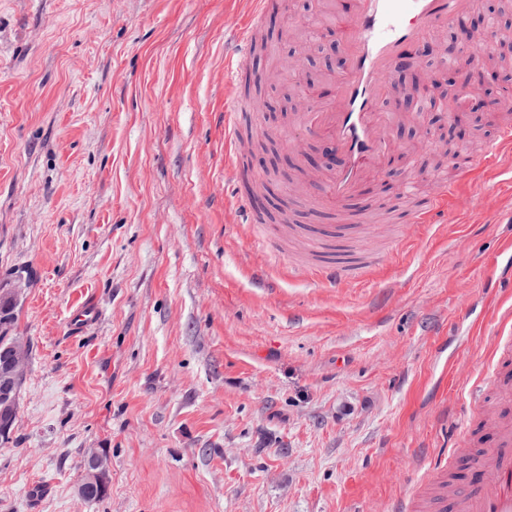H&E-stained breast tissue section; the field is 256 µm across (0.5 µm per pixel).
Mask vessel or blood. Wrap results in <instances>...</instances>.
<instances>
[{"label":"vessel or blood","instance_id":"obj_1","mask_svg":"<svg viewBox=\"0 0 512 512\" xmlns=\"http://www.w3.org/2000/svg\"><path fill=\"white\" fill-rule=\"evenodd\" d=\"M251 20L238 31L237 66H244L253 33L264 21L266 0H253ZM472 0H353L346 27L339 30L346 59L336 79V95L316 102L302 96V124L311 133L326 137L340 155L327 177L323 202L343 207L358 196L362 182L387 167L397 153L391 127L400 113L384 108L386 85L395 71L417 63L416 46L427 35L465 14ZM453 188L436 184L427 207L417 211L414 223H436L440 206ZM500 378L499 403L489 416L491 441L479 460L472 451L455 445L451 456L474 463L473 477L438 492L429 505L419 496L396 498L388 512H512V339L491 355Z\"/></svg>","mask_w":512,"mask_h":512}]
</instances>
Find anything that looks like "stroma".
<instances>
[{
	"mask_svg": "<svg viewBox=\"0 0 512 512\" xmlns=\"http://www.w3.org/2000/svg\"><path fill=\"white\" fill-rule=\"evenodd\" d=\"M348 0H312L290 22L327 35ZM252 0H0V289L36 272L18 308L30 344L17 423L0 443V512H382L448 447L438 413L472 416L512 298V149L468 179L434 152L410 196L369 214L319 206L304 154L224 150V103L243 96L225 59ZM240 115L279 129L281 93ZM512 112L488 108L449 149L481 154ZM455 182L439 223L412 224L432 180ZM259 192L251 224L230 193ZM293 204L295 232L279 226ZM336 224L334 259L370 257L333 287L292 258L289 235ZM403 237L394 255L386 243ZM281 249L269 256L262 242ZM99 317L75 330L70 317ZM106 497L81 499L86 459ZM108 479V468L105 459L99 455L89 456L78 485L79 495L81 497L99 495L85 499L87 501H100L104 499L107 495L105 492L108 491L109 487Z\"/></svg>",
	"mask_w": 512,
	"mask_h": 512,
	"instance_id": "35a3bbf8",
	"label": "stroma"
}]
</instances>
